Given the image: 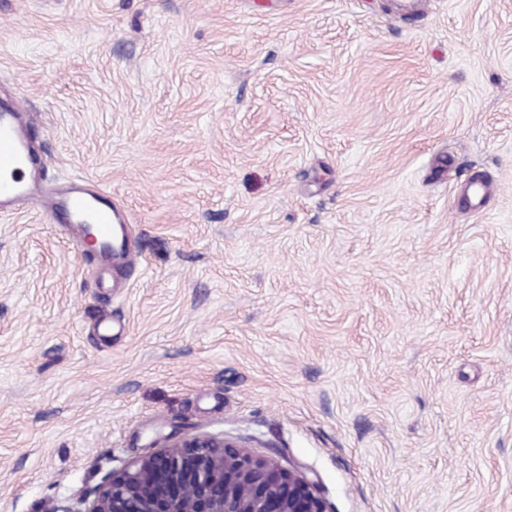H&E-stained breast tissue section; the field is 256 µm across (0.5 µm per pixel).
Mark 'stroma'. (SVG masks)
I'll return each instance as SVG.
<instances>
[{"instance_id":"35a3bbf8","label":"stroma","mask_w":512,"mask_h":512,"mask_svg":"<svg viewBox=\"0 0 512 512\" xmlns=\"http://www.w3.org/2000/svg\"><path fill=\"white\" fill-rule=\"evenodd\" d=\"M17 99L138 263L0 213V512L175 432L331 512H512V0H0Z\"/></svg>"}]
</instances>
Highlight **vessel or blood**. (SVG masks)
<instances>
[{"mask_svg":"<svg viewBox=\"0 0 512 512\" xmlns=\"http://www.w3.org/2000/svg\"><path fill=\"white\" fill-rule=\"evenodd\" d=\"M21 104L0 109V210L34 206L65 225L75 242L94 235L104 262L131 267L136 260L127 250L118 214L89 191L75 187L63 194L45 192L31 173V143L22 122Z\"/></svg>","mask_w":512,"mask_h":512,"instance_id":"vessel-or-blood-1","label":"vessel or blood"}]
</instances>
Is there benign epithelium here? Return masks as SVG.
Returning a JSON list of instances; mask_svg holds the SVG:
<instances>
[{"label":"benign epithelium","instance_id":"7a95c632","mask_svg":"<svg viewBox=\"0 0 512 512\" xmlns=\"http://www.w3.org/2000/svg\"><path fill=\"white\" fill-rule=\"evenodd\" d=\"M52 512H331L317 480L224 436L172 440L107 473L92 499Z\"/></svg>","mask_w":512,"mask_h":512}]
</instances>
